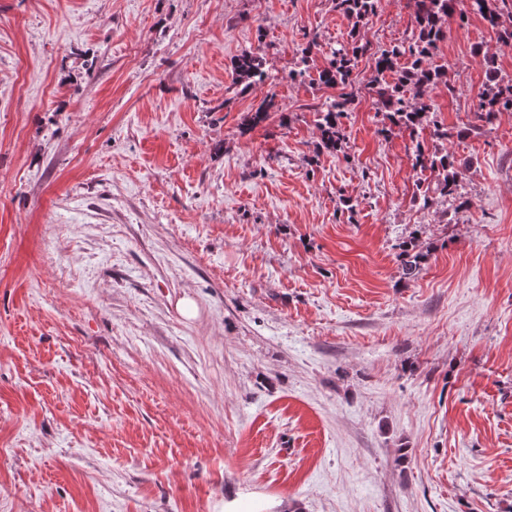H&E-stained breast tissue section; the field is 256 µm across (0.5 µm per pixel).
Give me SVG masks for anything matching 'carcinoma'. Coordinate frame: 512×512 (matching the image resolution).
I'll use <instances>...</instances> for the list:
<instances>
[{"mask_svg":"<svg viewBox=\"0 0 512 512\" xmlns=\"http://www.w3.org/2000/svg\"><path fill=\"white\" fill-rule=\"evenodd\" d=\"M336 10L353 21V29L365 25L374 14L378 0H333ZM467 13L480 16L495 30L501 45L512 47V0H414V16L417 33L408 46H393L376 53V76L370 87L380 106L384 123L381 133L387 135L393 128H406L411 132L429 127L438 140L485 134L494 128L502 112H512V75L502 73L495 57H483L485 87L478 96L474 112L475 122L466 129L455 130L438 120L437 110L425 91L432 85L447 82L448 65L434 62L438 44L446 37V22L459 6ZM366 52V46L355 38L333 52L328 66L318 73V81L330 88L347 86L355 60ZM406 62H401V58ZM233 71L238 83L249 89L264 81L267 73L263 68L260 52H246L234 59ZM349 99H333L325 103L319 115L321 147L327 152L344 149L345 135L342 118L346 115ZM277 108L275 95L266 96L250 119L253 124L264 122L269 112ZM412 158L414 168L428 171L434 176L433 186L422 195V206L430 208L439 200L463 198L462 183L469 167L456 158L439 150L428 152L424 144L413 139ZM424 255L413 252L412 243L400 246L399 260L402 275L413 277Z\"/></svg>","mask_w":512,"mask_h":512,"instance_id":"cac0c4a2","label":"carcinoma"}]
</instances>
